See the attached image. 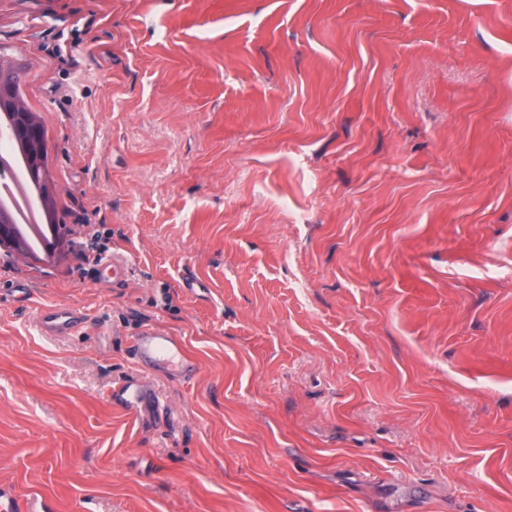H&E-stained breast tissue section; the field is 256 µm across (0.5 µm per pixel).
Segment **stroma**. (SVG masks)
<instances>
[{"label":"stroma","mask_w":512,"mask_h":512,"mask_svg":"<svg viewBox=\"0 0 512 512\" xmlns=\"http://www.w3.org/2000/svg\"><path fill=\"white\" fill-rule=\"evenodd\" d=\"M0 56L67 226L0 260V485L38 512H512V0H0ZM59 303L78 333L41 331ZM147 327L193 375L132 358ZM132 376L162 413L112 405ZM105 272L112 273V284H122L127 272V258L113 254L112 259H101L94 267L93 273L95 278L99 279Z\"/></svg>","instance_id":"obj_1"}]
</instances>
